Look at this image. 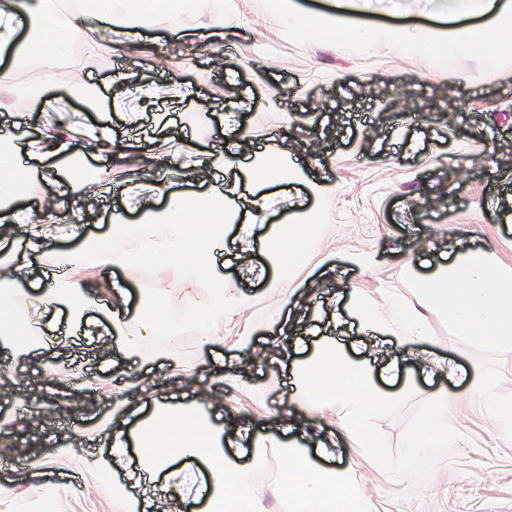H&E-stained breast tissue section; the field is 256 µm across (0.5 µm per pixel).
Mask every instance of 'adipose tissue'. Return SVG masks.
Here are the masks:
<instances>
[{
  "mask_svg": "<svg viewBox=\"0 0 512 512\" xmlns=\"http://www.w3.org/2000/svg\"><path fill=\"white\" fill-rule=\"evenodd\" d=\"M77 7L69 18H60L54 0H0V56H12L15 70L6 74L12 89L24 97L42 101L47 112L56 111L55 100L45 98L49 84L64 83L69 97L87 101L96 87L75 71L62 79L59 59L75 43H83L89 54L111 53L114 44L132 43L142 31L165 27L183 37L194 30L195 20L206 18L207 28L223 34L236 27L234 18L210 11V0H75ZM383 0H336V14L293 7L297 26L305 31L330 25L336 37L361 29V14L376 11ZM491 19L470 29L472 39L501 43L512 49V5L503 0H485ZM26 26L28 37L18 42V26ZM35 71L34 79L20 80V73ZM157 131L144 134L143 159H160L163 178L149 181L155 194H166L163 208L145 211L131 222L113 214L109 233L89 246L71 250L56 249L61 239L78 235L75 222L44 220L17 208L14 200L36 180L63 181L65 187H87L102 201L112 199L117 184L84 162L86 154L125 157L123 142L107 127L46 128L39 138H30L21 129L0 131V227L19 233L32 252V259L18 260L11 254L0 256V267L9 276L0 279V339H5L13 355L24 357L33 351L25 343L28 331L16 322L14 305L22 283L45 279L39 295L45 309H67L73 328L86 322L85 313L98 304L102 292L113 291L120 301L108 309V319L116 335V347L140 351L150 337L159 335L169 322L165 292H158L153 304L128 310L125 288L117 281L99 279L96 268L111 265L131 271L143 259L184 268L185 278L206 282V296L191 317L196 330L194 345L200 357L212 354L218 332L235 305L226 298L228 282L216 261L224 239L236 233L247 241L250 225L240 223L239 212L230 190L222 182L226 169L235 167L254 187L251 204L264 212L271 203L267 186L287 180L288 148L278 145L259 160L236 162L229 155H199L189 145L178 144L155 155L151 149ZM189 177L206 183L202 194L167 193L165 176ZM316 241L310 224L271 226L263 240L264 253L279 279H286L292 266L307 257ZM412 286L416 300L387 295L375 302L360 290H352L349 311L359 321L376 327L394 338L398 345L417 339L430 340L429 315L447 317L457 335L468 341L492 340L498 348L512 351V265L481 249L460 250L448 264L434 272L417 276ZM296 394L315 409L334 415L348 439L367 449L373 460L383 458L382 445L370 429L372 418L394 399L374 379L370 367L345 355L333 342H326L292 373ZM455 410L447 393L430 394L428 411L406 441V452L398 463L402 473L411 474L421 459L448 444V421ZM135 451L138 467H123L128 451ZM192 456L205 464L210 478L205 512H270L265 498L247 479L246 470L226 455L220 434L205 421L195 404L162 403L132 435L116 432L112 456L90 461L91 469L107 472L122 470L113 480L112 492L118 499V512H148L151 500L139 499L134 488L160 487L170 491L180 477L174 465ZM347 471L318 465L298 446L288 449V462L274 494L287 501L288 512H308L310 506L327 504L333 512H359Z\"/></svg>",
  "mask_w": 512,
  "mask_h": 512,
  "instance_id": "1",
  "label": "adipose tissue"
}]
</instances>
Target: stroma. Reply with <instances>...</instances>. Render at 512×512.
<instances>
[{"mask_svg":"<svg viewBox=\"0 0 512 512\" xmlns=\"http://www.w3.org/2000/svg\"><path fill=\"white\" fill-rule=\"evenodd\" d=\"M223 2L225 15L240 26L223 40L222 67L212 63L214 36L183 41L160 27L145 31L137 51L115 46L112 58L90 72L97 107L71 100L61 85L46 94L70 121L110 119L121 141L134 137L124 122L128 112L140 113L145 125H164L168 136L202 152L222 150L243 162L284 139L304 177L273 185L288 204L255 228L250 250L226 242L224 273L243 305L225 322L224 340L211 357L199 358L188 329L173 359L150 343L135 355L98 346L91 333L107 327L111 297L91 311L86 335L70 330L65 312L46 314L37 285H21L17 320L47 322L50 344L20 358L0 350V434L21 441L17 448L0 447V475L14 486L0 498V512H115L107 481L87 473L83 461L109 456L113 432L134 431L152 413L133 384L137 377L157 384V397L178 402L208 392L204 408L223 433L227 455L241 442L239 426H249L250 442L262 450L248 479L270 512L288 508L271 494L284 458L283 449L263 447L272 436L307 447L322 465L349 470L360 512H512V443L499 436L466 380L473 371L488 372L496 397L512 399V352L465 343L437 316L430 320L432 344L401 347L347 310L352 284L374 297L385 288L410 295L407 281L396 276L408 252L421 273L462 246L512 261V166L504 164L512 159V54L468 43L467 26L484 19L482 0H467L468 13L452 35L442 33L434 0H398V8L364 16L361 33L340 41L321 29L300 31L265 0ZM387 28L402 29L407 50L384 39ZM149 84L184 91L179 108L140 96ZM46 118L37 103L0 92V119L7 123L34 132ZM228 123L239 134L225 137ZM327 185L336 192L324 205L319 192ZM162 206L154 196L141 206L120 193L105 203L83 191L72 203L89 240L107 234L113 212L134 221L143 208ZM313 208L323 248L336 253L332 264L298 265L288 288L270 287L258 274L266 227ZM100 274L124 282L134 307L155 297L159 281L175 280L178 270L144 266L127 275L105 267ZM282 312L288 340L266 326L253 338L265 359L240 366L236 341L244 327L266 325ZM327 341L401 394L374 421L386 446L383 462L371 461L335 418L290 388L295 366ZM430 353L446 362L445 370L428 366ZM232 366L238 384L220 383ZM436 390L456 403L448 445L422 459L417 474L399 473L393 463ZM117 396L124 401L118 412Z\"/></svg>","mask_w":512,"mask_h":512,"instance_id":"35a3bbf8","label":"stroma"}]
</instances>
